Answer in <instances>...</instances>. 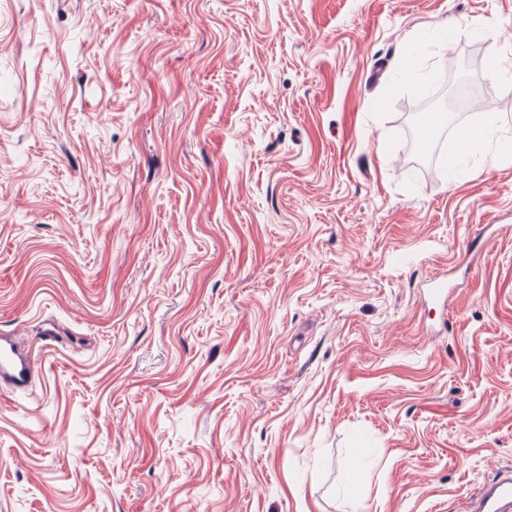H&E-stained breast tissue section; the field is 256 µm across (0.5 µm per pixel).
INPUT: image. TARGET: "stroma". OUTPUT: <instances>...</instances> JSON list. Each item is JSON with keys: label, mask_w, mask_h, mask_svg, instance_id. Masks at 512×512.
Listing matches in <instances>:
<instances>
[{"label": "stroma", "mask_w": 512, "mask_h": 512, "mask_svg": "<svg viewBox=\"0 0 512 512\" xmlns=\"http://www.w3.org/2000/svg\"><path fill=\"white\" fill-rule=\"evenodd\" d=\"M502 56L512 0H0V332L41 366L0 512H467L512 471Z\"/></svg>", "instance_id": "1"}]
</instances>
